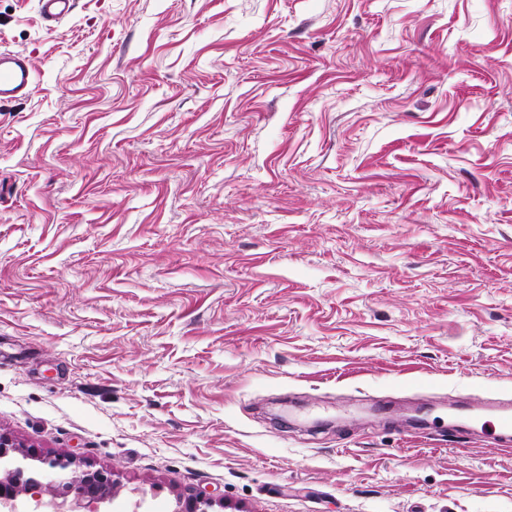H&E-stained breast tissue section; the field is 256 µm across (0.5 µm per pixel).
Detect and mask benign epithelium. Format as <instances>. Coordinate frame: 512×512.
<instances>
[{
	"instance_id": "obj_1",
	"label": "benign epithelium",
	"mask_w": 512,
	"mask_h": 512,
	"mask_svg": "<svg viewBox=\"0 0 512 512\" xmlns=\"http://www.w3.org/2000/svg\"><path fill=\"white\" fill-rule=\"evenodd\" d=\"M32 458L28 451L21 449L0 435V468L7 471V477L0 478V506L6 507L18 497L20 489L34 490L42 486V479L55 483V492L49 505L53 512H84L98 503L112 498L115 480L110 471L87 470L76 477H68L71 461L60 458H40V467L30 469L25 461ZM216 504L215 498L205 491L181 503L178 512H209Z\"/></svg>"
}]
</instances>
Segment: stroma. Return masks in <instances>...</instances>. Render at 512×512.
<instances>
[{"mask_svg": "<svg viewBox=\"0 0 512 512\" xmlns=\"http://www.w3.org/2000/svg\"><path fill=\"white\" fill-rule=\"evenodd\" d=\"M0 433L107 512H512V0H0ZM76 2L77 0H39L38 4L43 19L49 28H53L72 13ZM33 75L28 56L0 53V100L27 96L32 89Z\"/></svg>", "mask_w": 512, "mask_h": 512, "instance_id": "1", "label": "stroma"}]
</instances>
